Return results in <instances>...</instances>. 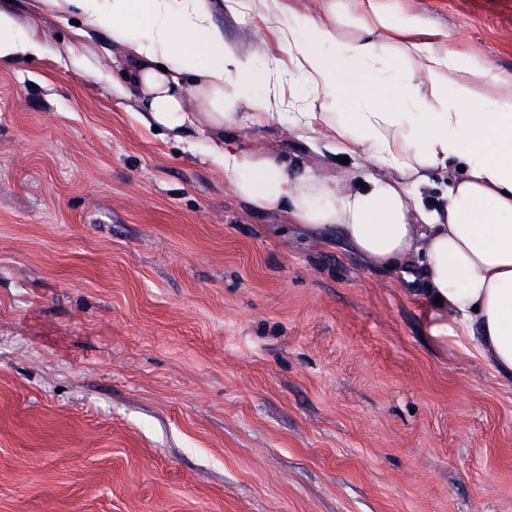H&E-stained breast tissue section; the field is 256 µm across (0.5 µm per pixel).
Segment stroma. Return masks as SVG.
<instances>
[{"label":"stroma","instance_id":"1","mask_svg":"<svg viewBox=\"0 0 512 512\" xmlns=\"http://www.w3.org/2000/svg\"><path fill=\"white\" fill-rule=\"evenodd\" d=\"M512 72V0H402ZM0 65V512H512V381L400 275L139 119L94 33ZM289 167L344 182L309 141Z\"/></svg>","mask_w":512,"mask_h":512}]
</instances>
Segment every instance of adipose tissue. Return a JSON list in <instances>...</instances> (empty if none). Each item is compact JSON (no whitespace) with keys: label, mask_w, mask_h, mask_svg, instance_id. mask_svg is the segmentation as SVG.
<instances>
[{"label":"adipose tissue","mask_w":512,"mask_h":512,"mask_svg":"<svg viewBox=\"0 0 512 512\" xmlns=\"http://www.w3.org/2000/svg\"><path fill=\"white\" fill-rule=\"evenodd\" d=\"M227 0L232 20L253 18L258 41L225 38L213 0H33L38 14H77L85 37L108 31L137 96L139 116L174 140L206 137L233 193L262 211L336 234L371 266L400 274L460 340L512 378V73L465 50L448 30L397 0ZM304 38H297V29ZM36 25L0 9V63L47 55ZM404 63L389 80L390 57ZM274 79L251 92L256 61ZM498 90L492 103L480 92ZM311 134L329 150L375 167L337 184L289 169L267 143L280 130ZM457 162L441 209L420 190Z\"/></svg>","instance_id":"1"}]
</instances>
